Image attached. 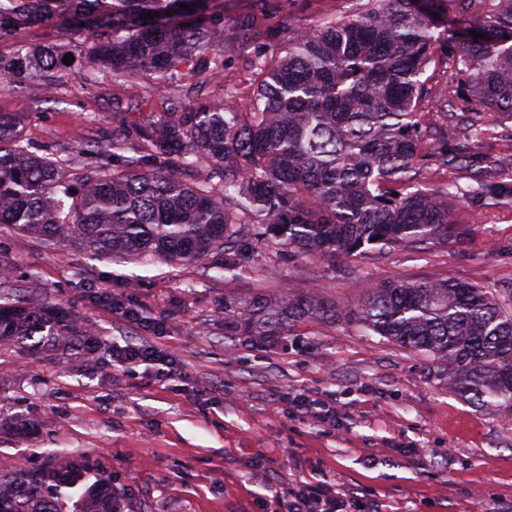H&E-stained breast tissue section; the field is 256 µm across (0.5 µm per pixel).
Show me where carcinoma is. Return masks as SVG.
Instances as JSON below:
<instances>
[{"instance_id": "carcinoma-1", "label": "carcinoma", "mask_w": 512, "mask_h": 512, "mask_svg": "<svg viewBox=\"0 0 512 512\" xmlns=\"http://www.w3.org/2000/svg\"><path fill=\"white\" fill-rule=\"evenodd\" d=\"M187 4L192 10L180 8ZM157 17L150 19L148 13ZM465 25L447 58L469 94L448 89L442 121L419 112L421 80L436 30ZM56 20L89 32L87 61L123 80L196 92L224 77V3L215 0H0V38ZM253 18L237 26L251 41ZM276 54L248 57V85L221 101L194 100L139 128L136 158L114 163L118 137L84 145L86 171L73 191L67 164L22 145L23 118L0 113V224L48 249L78 243L118 259L157 258L236 271L271 233L328 264L380 248L448 245L459 234L447 192L419 174L456 164L473 174L488 160L471 150L479 122H512V0H367L347 18L311 30L275 28ZM482 35L474 39L473 33ZM62 45L0 54V85L43 79L67 67ZM460 130L448 147V125ZM224 315L252 346L275 343L303 321L350 322L440 364L448 389L489 411H512V305L453 280H388L354 306L318 295L224 299ZM66 354L94 349L71 313L37 299L4 297L0 347ZM55 471L0 476V512H61ZM79 512H122L112 496H84Z\"/></svg>"}]
</instances>
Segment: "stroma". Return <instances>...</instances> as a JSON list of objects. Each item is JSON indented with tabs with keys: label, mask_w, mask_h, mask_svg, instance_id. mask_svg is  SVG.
Wrapping results in <instances>:
<instances>
[{
	"label": "stroma",
	"mask_w": 512,
	"mask_h": 512,
	"mask_svg": "<svg viewBox=\"0 0 512 512\" xmlns=\"http://www.w3.org/2000/svg\"><path fill=\"white\" fill-rule=\"evenodd\" d=\"M364 0H224V24L246 14L308 29L322 14L346 16ZM85 29L45 23L0 40L68 44L62 77L0 88V112H24L33 150L71 160L88 140L154 119L180 92L158 91L92 72ZM450 193L459 234L442 248L372 250L336 267L269 238L235 273L156 259L120 261L64 244L45 249L0 226V291H36L62 306L98 340L92 357L28 349L0 350V475H32L80 462L83 484L65 490L62 512H75L86 486L106 477L123 512H286L297 482L333 484L355 499V512H512V414L481 410L452 393L432 357L404 349L354 324L299 323L267 348L246 345L224 326L228 297L318 294L356 303L385 280L454 279L503 298L512 293V201L491 203L471 190L466 169L451 165L426 182ZM276 272L268 274L267 259ZM159 322L143 331L109 303ZM147 343L174 353L175 377L156 366L115 365L112 351ZM334 408L329 418L300 413L296 399ZM31 419L28 432L7 418Z\"/></svg>",
	"instance_id": "stroma-1"
}]
</instances>
